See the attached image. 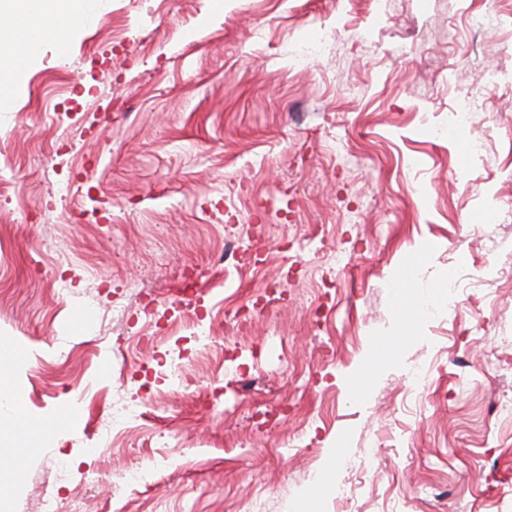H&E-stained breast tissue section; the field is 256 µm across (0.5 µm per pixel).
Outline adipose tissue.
I'll return each instance as SVG.
<instances>
[{
	"label": "adipose tissue",
	"instance_id": "adipose-tissue-1",
	"mask_svg": "<svg viewBox=\"0 0 512 512\" xmlns=\"http://www.w3.org/2000/svg\"><path fill=\"white\" fill-rule=\"evenodd\" d=\"M87 0H0V36H9L13 49L0 57V77H25L27 65L47 40L65 44L69 29L80 21ZM25 429L26 445L16 448L10 461L14 476L22 474V460L33 444L45 437L44 427L33 423L17 401L11 381L0 373V428Z\"/></svg>",
	"mask_w": 512,
	"mask_h": 512
}]
</instances>
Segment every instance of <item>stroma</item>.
Wrapping results in <instances>:
<instances>
[{
  "label": "stroma",
  "mask_w": 512,
  "mask_h": 512,
  "mask_svg": "<svg viewBox=\"0 0 512 512\" xmlns=\"http://www.w3.org/2000/svg\"><path fill=\"white\" fill-rule=\"evenodd\" d=\"M471 3L402 0L369 45L368 0H98L66 50L41 45L0 112V339L18 350L0 371L32 420L69 421L7 512L77 493L85 512H298L318 476L336 488L318 512H512L494 412L512 363L491 364L512 342V222L485 220L512 202V89L485 76L512 68V15ZM472 89L461 139L448 114ZM229 237L253 251L224 258ZM405 275L425 305L404 324ZM239 306L252 327L225 335ZM370 353L369 394L347 402ZM418 364L423 403L403 382ZM144 398L151 421L100 443L113 402ZM146 468L152 489L118 479Z\"/></svg>",
  "instance_id": "stroma-1"
}]
</instances>
